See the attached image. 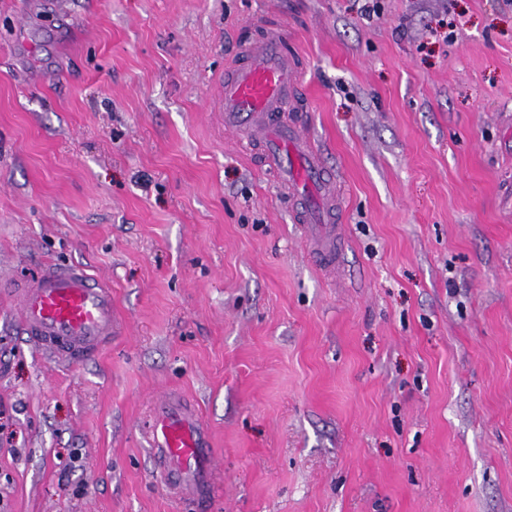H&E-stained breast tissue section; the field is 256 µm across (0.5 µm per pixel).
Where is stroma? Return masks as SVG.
I'll use <instances>...</instances> for the list:
<instances>
[{"label":"stroma","instance_id":"obj_1","mask_svg":"<svg viewBox=\"0 0 512 512\" xmlns=\"http://www.w3.org/2000/svg\"><path fill=\"white\" fill-rule=\"evenodd\" d=\"M0 0V512H512V0ZM274 24L334 270L224 79ZM112 288L68 367L14 294ZM208 436L207 508L151 446ZM317 251L314 253L317 263L331 265L336 256V227L319 225Z\"/></svg>","mask_w":512,"mask_h":512}]
</instances>
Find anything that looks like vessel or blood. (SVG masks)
<instances>
[{"label":"vessel or blood","instance_id":"obj_1","mask_svg":"<svg viewBox=\"0 0 512 512\" xmlns=\"http://www.w3.org/2000/svg\"><path fill=\"white\" fill-rule=\"evenodd\" d=\"M287 41L272 28L246 48L243 62L224 81V126L261 132L265 164L277 170L297 203L295 223L319 225L315 259L329 265L336 256V228L324 220L333 181L297 125L278 117L288 95L301 86V72L285 50ZM20 312L29 341L68 364L96 356L112 338V291L77 265H46L22 285ZM152 441L173 483L192 485L198 502H206L213 485L211 454L193 413L178 405L163 406L153 421Z\"/></svg>","mask_w":512,"mask_h":512}]
</instances>
